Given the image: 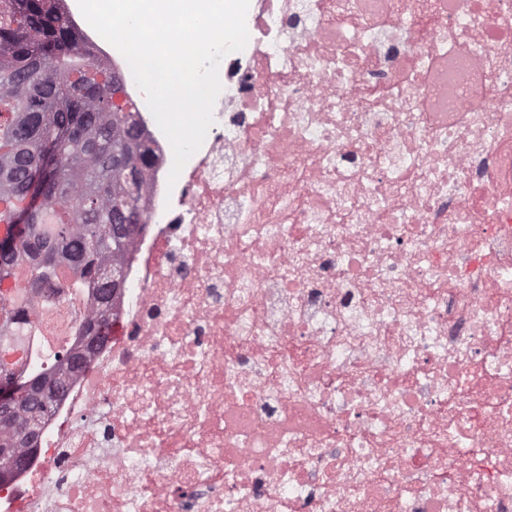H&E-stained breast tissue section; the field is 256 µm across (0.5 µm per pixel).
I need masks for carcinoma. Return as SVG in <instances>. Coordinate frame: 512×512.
I'll return each instance as SVG.
<instances>
[{"label":"carcinoma","mask_w":512,"mask_h":512,"mask_svg":"<svg viewBox=\"0 0 512 512\" xmlns=\"http://www.w3.org/2000/svg\"><path fill=\"white\" fill-rule=\"evenodd\" d=\"M121 84L111 77L69 24L63 0H0V225L13 239L0 254V281L17 274L26 260L25 294L0 297V350L27 302L57 269L95 288L99 303L124 285V252L137 231L116 216L139 219L136 201L147 168L157 155L129 112L116 102ZM65 128L73 129L62 136ZM54 150L56 189L27 204L25 174L36 168L46 147ZM134 187H129L130 172ZM106 310L87 322L88 347L108 335ZM84 357L58 356L49 375L23 379L0 364V377L13 381L14 410L28 420L0 425V477L18 471L15 460L32 456L42 420L79 372Z\"/></svg>","instance_id":"carcinoma-1"}]
</instances>
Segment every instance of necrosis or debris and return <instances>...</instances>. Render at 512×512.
I'll return each mask as SVG.
<instances>
[{
	"mask_svg": "<svg viewBox=\"0 0 512 512\" xmlns=\"http://www.w3.org/2000/svg\"><path fill=\"white\" fill-rule=\"evenodd\" d=\"M107 341L0 512H512V0H252ZM97 310L45 288L13 363Z\"/></svg>",
	"mask_w": 512,
	"mask_h": 512,
	"instance_id": "1",
	"label": "necrosis or debris"
}]
</instances>
